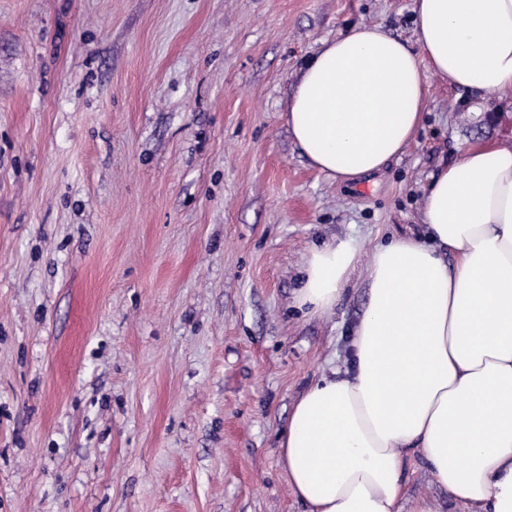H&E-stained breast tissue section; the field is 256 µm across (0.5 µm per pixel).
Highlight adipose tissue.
Wrapping results in <instances>:
<instances>
[{"label":"adipose tissue","instance_id":"ef3b65f1","mask_svg":"<svg viewBox=\"0 0 512 512\" xmlns=\"http://www.w3.org/2000/svg\"><path fill=\"white\" fill-rule=\"evenodd\" d=\"M415 39L355 28L302 68L285 119L302 154L354 183L414 141L430 69L449 85L512 99V0H414ZM425 238L392 237L360 265L313 247L295 293L330 313L355 272L368 303L332 368L295 403L280 442L308 512H437L405 496L420 455L460 512H512V142L470 144L432 175Z\"/></svg>","mask_w":512,"mask_h":512}]
</instances>
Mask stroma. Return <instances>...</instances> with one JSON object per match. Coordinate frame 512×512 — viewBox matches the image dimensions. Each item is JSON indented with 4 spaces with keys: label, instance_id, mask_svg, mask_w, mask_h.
I'll list each match as a JSON object with an SVG mask.
<instances>
[{
    "label": "stroma",
    "instance_id": "stroma-1",
    "mask_svg": "<svg viewBox=\"0 0 512 512\" xmlns=\"http://www.w3.org/2000/svg\"><path fill=\"white\" fill-rule=\"evenodd\" d=\"M413 0H0V512H305L279 462L367 300L295 302L313 246L419 233L430 174L512 141L432 72L405 152L349 187L285 112L349 29Z\"/></svg>",
    "mask_w": 512,
    "mask_h": 512
}]
</instances>
